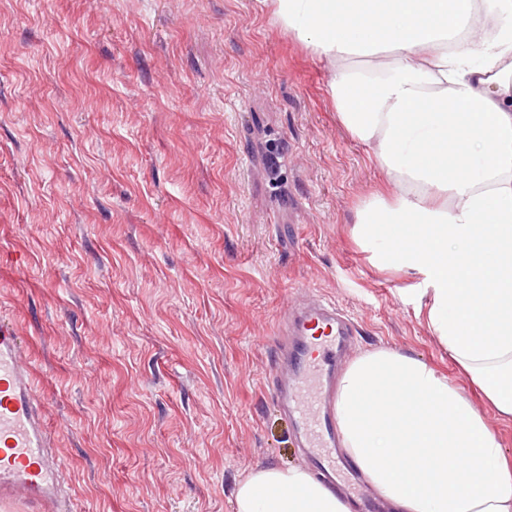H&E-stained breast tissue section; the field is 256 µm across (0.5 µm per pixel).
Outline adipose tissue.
Returning a JSON list of instances; mask_svg holds the SVG:
<instances>
[{"instance_id":"adipose-tissue-1","label":"adipose tissue","mask_w":512,"mask_h":512,"mask_svg":"<svg viewBox=\"0 0 512 512\" xmlns=\"http://www.w3.org/2000/svg\"><path fill=\"white\" fill-rule=\"evenodd\" d=\"M272 21L331 66L339 123L392 190L354 237L413 282L416 314L512 419V0H271ZM344 453L391 512H512L497 433L421 358L362 354L336 383ZM236 512H351L300 467L240 481Z\"/></svg>"}]
</instances>
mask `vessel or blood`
<instances>
[{
    "instance_id": "vessel-or-blood-1",
    "label": "vessel or blood",
    "mask_w": 512,
    "mask_h": 512,
    "mask_svg": "<svg viewBox=\"0 0 512 512\" xmlns=\"http://www.w3.org/2000/svg\"><path fill=\"white\" fill-rule=\"evenodd\" d=\"M298 336L291 378L275 396L304 429L313 462L336 474V356L351 334L335 305L318 303L291 325ZM52 433L35 386V372L16 326L0 318V502L22 500L34 512H68L65 473L51 451Z\"/></svg>"
}]
</instances>
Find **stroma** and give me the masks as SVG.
Masks as SVG:
<instances>
[{"label": "stroma", "instance_id": "stroma-1", "mask_svg": "<svg viewBox=\"0 0 512 512\" xmlns=\"http://www.w3.org/2000/svg\"><path fill=\"white\" fill-rule=\"evenodd\" d=\"M330 65L257 0H0V315L74 512H234L253 468H309L271 390L311 296L471 386L403 273L355 244L384 187Z\"/></svg>", "mask_w": 512, "mask_h": 512}]
</instances>
